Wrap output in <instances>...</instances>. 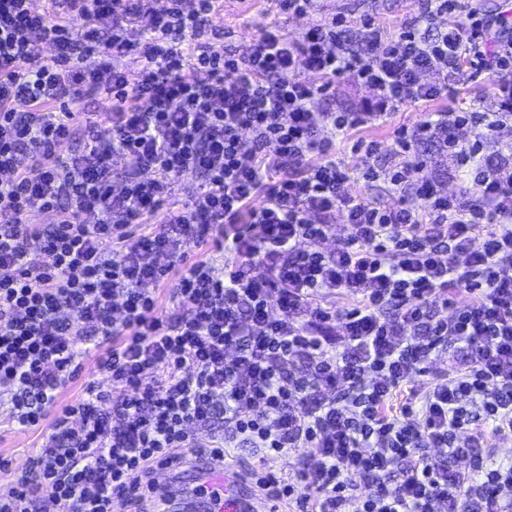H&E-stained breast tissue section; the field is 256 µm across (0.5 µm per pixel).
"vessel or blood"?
Here are the masks:
<instances>
[{"label": "vessel or blood", "instance_id": "obj_1", "mask_svg": "<svg viewBox=\"0 0 512 512\" xmlns=\"http://www.w3.org/2000/svg\"><path fill=\"white\" fill-rule=\"evenodd\" d=\"M206 497L209 512H273L255 497L247 480L230 464L212 461L209 473L194 496Z\"/></svg>", "mask_w": 512, "mask_h": 512}]
</instances>
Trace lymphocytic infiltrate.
<instances>
[{
	"instance_id": "obj_1",
	"label": "lymphocytic infiltrate",
	"mask_w": 512,
	"mask_h": 512,
	"mask_svg": "<svg viewBox=\"0 0 512 512\" xmlns=\"http://www.w3.org/2000/svg\"><path fill=\"white\" fill-rule=\"evenodd\" d=\"M462 8L425 0L397 33L364 19L356 51L336 16L301 40L264 26L220 52L222 0H0V390L18 426L57 410L0 512L138 503L218 418L210 459L255 448L250 478L288 512H512V460L477 452L512 432V154L479 163L512 105L400 126L383 165L378 141L358 135L447 95L449 80L512 73V12L462 22ZM442 13L447 27L429 34ZM346 73L376 111L318 110ZM101 93L105 115L82 111ZM424 135L467 167L470 198L406 162ZM73 141L79 152H62ZM346 141L399 205L343 191L334 146ZM127 156L137 171L116 168ZM187 170L203 180L180 198ZM339 219L348 236L326 250ZM190 244L210 256L189 260ZM168 283L170 312L151 292ZM87 341L111 342L97 370L113 390L58 405ZM451 345L466 355L445 385L431 365ZM286 453L295 476L268 472Z\"/></svg>"
}]
</instances>
